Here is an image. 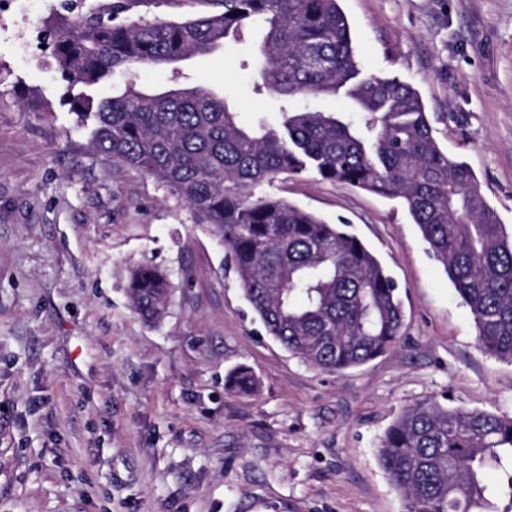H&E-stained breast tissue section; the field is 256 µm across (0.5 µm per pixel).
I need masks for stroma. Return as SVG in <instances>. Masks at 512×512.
I'll use <instances>...</instances> for the list:
<instances>
[{"instance_id":"obj_1","label":"stroma","mask_w":512,"mask_h":512,"mask_svg":"<svg viewBox=\"0 0 512 512\" xmlns=\"http://www.w3.org/2000/svg\"><path fill=\"white\" fill-rule=\"evenodd\" d=\"M113 0H0V512H403L376 448L428 400L512 416V364L482 349L444 266L396 200L313 174L268 192L345 222L390 269L399 343L324 373L267 336L208 226L145 172L97 153L43 38ZM366 73L412 84L449 156L512 229V0H340ZM218 0H151L182 20ZM249 36L178 70L117 76L145 92L221 89L237 121L279 120L253 91ZM171 283L162 323L127 288ZM246 367L252 394L230 389ZM128 296L132 309L147 323L159 324L165 318L171 301L170 282L156 268L143 265L133 270Z\"/></svg>"}]
</instances>
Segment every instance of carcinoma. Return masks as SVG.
<instances>
[{"instance_id": "cac0c4a2", "label": "carcinoma", "mask_w": 512, "mask_h": 512, "mask_svg": "<svg viewBox=\"0 0 512 512\" xmlns=\"http://www.w3.org/2000/svg\"><path fill=\"white\" fill-rule=\"evenodd\" d=\"M139 2L118 0L108 15L46 29L68 89L212 54L263 30L254 92L281 97L275 127L239 125L224 97L202 86L147 93L129 85L69 101L80 123L93 119L101 152L152 176L211 228L268 336L328 373L361 366L400 338L398 285L349 225L263 191L280 175L310 173L400 200L468 306L479 346L512 364V233L472 169L440 148L419 91L363 73L340 0H221L224 11L181 21L121 17ZM339 93L342 110L290 106L299 95ZM128 296L156 325L170 282L143 265L131 272ZM228 383L255 389L245 369ZM377 461L404 512H512V416L420 402L386 430ZM491 471L500 474L492 492Z\"/></svg>"}]
</instances>
